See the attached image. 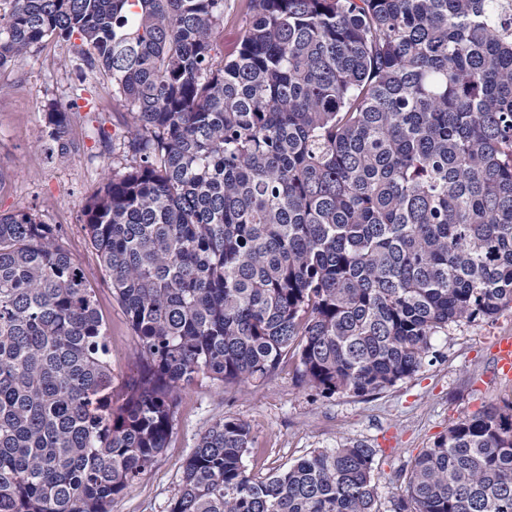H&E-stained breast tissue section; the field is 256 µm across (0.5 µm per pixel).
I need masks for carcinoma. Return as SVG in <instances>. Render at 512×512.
I'll use <instances>...</instances> for the list:
<instances>
[{
	"instance_id": "obj_1",
	"label": "carcinoma",
	"mask_w": 512,
	"mask_h": 512,
	"mask_svg": "<svg viewBox=\"0 0 512 512\" xmlns=\"http://www.w3.org/2000/svg\"><path fill=\"white\" fill-rule=\"evenodd\" d=\"M0 0V70L52 39L130 115L82 221L135 338L112 405L95 289L62 227L0 214V512H112L199 378L281 360L322 394L416 373L450 324L512 306V0ZM75 94L48 112L69 148ZM214 422L169 512H380L375 450L248 470ZM397 512H512V405L411 462ZM237 0H225V12L227 19H224V26L216 32L217 44L221 46L224 57H233L237 54L241 37V30L244 24L243 17L238 13Z\"/></svg>"
}]
</instances>
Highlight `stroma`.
<instances>
[{
  "mask_svg": "<svg viewBox=\"0 0 512 512\" xmlns=\"http://www.w3.org/2000/svg\"><path fill=\"white\" fill-rule=\"evenodd\" d=\"M86 103L69 115L67 152H49V108L67 103L75 85ZM128 114L110 80L81 75L69 45L48 41L23 64L0 70V213L25 209L45 224L62 225L65 248L91 278L106 318L112 348V402L138 369L135 339L112 296L87 231L80 221L88 198L111 176L123 153ZM512 335V307L496 317L449 325L433 336L422 367L376 395L316 394L305 384L297 358L284 359L268 378L234 389L203 378L180 394L166 448L112 512H168L186 460L202 433L232 416L253 437L245 462L265 475L317 448L362 443L375 450L374 478L381 512H395L412 460L448 427L480 408L512 402V381L498 378L490 350L496 336Z\"/></svg>",
  "mask_w": 512,
  "mask_h": 512,
  "instance_id": "1",
  "label": "stroma"
}]
</instances>
